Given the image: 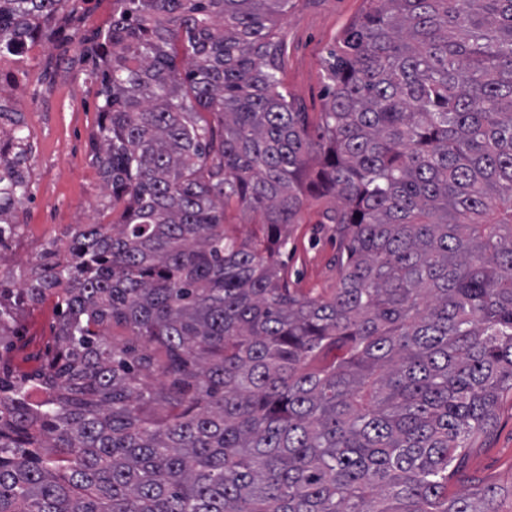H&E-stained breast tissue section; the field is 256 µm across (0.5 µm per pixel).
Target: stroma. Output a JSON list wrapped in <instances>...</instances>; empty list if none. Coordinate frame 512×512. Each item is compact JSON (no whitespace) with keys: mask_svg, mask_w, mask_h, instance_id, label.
Segmentation results:
<instances>
[{"mask_svg":"<svg viewBox=\"0 0 512 512\" xmlns=\"http://www.w3.org/2000/svg\"><path fill=\"white\" fill-rule=\"evenodd\" d=\"M365 7V0H300L281 16L282 78L303 111H322V57ZM65 10V16L41 20L39 53L25 86L0 80V103L12 109L11 116L0 118V127L12 131V119H19L31 147L29 198L19 211V235L0 252V267L13 272L14 288L48 240L79 224L112 221L111 190L90 157L101 116L80 44L81 33L108 25L112 0H69ZM323 208L310 202L284 260L298 287L327 297L336 286L339 243L331 225L320 221ZM466 472L512 485V395L499 401L493 431L472 449Z\"/></svg>","mask_w":512,"mask_h":512,"instance_id":"1","label":"stroma"}]
</instances>
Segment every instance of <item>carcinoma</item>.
Wrapping results in <instances>:
<instances>
[{"label": "carcinoma", "instance_id": "1", "mask_svg": "<svg viewBox=\"0 0 512 512\" xmlns=\"http://www.w3.org/2000/svg\"><path fill=\"white\" fill-rule=\"evenodd\" d=\"M64 2L0 0V52ZM114 2L83 53L118 220L16 292L0 271V512H503L448 482L512 392V0H366L314 133L279 76L296 0ZM9 139L0 248L29 197ZM327 196L337 284L306 296L282 256ZM53 303L48 301L43 306L22 313L20 323L24 332L30 339V351L35 350L42 341V336L50 335V325L53 321Z\"/></svg>", "mask_w": 512, "mask_h": 512}]
</instances>
